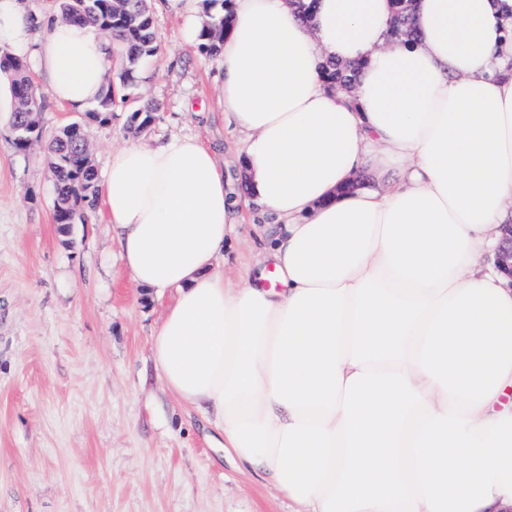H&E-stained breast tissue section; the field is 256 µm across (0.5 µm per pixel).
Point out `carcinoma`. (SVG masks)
Segmentation results:
<instances>
[{
  "label": "carcinoma",
  "instance_id": "carcinoma-1",
  "mask_svg": "<svg viewBox=\"0 0 512 512\" xmlns=\"http://www.w3.org/2000/svg\"><path fill=\"white\" fill-rule=\"evenodd\" d=\"M149 2L150 0H60L59 12L62 20L91 25L119 43L115 54L123 65L121 77L127 82L132 78L134 67L157 51ZM394 3V32L411 33V3L407 0H394ZM230 4L231 0H222L220 10L208 13V20L199 35L201 49L212 55L218 53L219 44L230 24ZM324 74L332 82L343 86L351 84L355 79L353 70L341 68L334 62L325 65ZM2 78L10 85L14 99L11 120L19 119L32 128L40 127L42 107L36 108L28 104L29 98L35 96V92L26 65L7 52L1 53L0 79ZM114 103V88L109 84L105 94L88 112V117L99 124L111 122ZM152 119V109L139 108L131 115L130 129L140 134L149 128ZM48 165L54 187V219L59 229L64 232L66 225L84 219L97 209L100 192L97 172L90 160L88 144L76 142L70 132L64 129L49 143Z\"/></svg>",
  "mask_w": 512,
  "mask_h": 512
}]
</instances>
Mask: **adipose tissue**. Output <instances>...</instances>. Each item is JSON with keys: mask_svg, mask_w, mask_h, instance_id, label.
Here are the masks:
<instances>
[{"mask_svg": "<svg viewBox=\"0 0 512 512\" xmlns=\"http://www.w3.org/2000/svg\"><path fill=\"white\" fill-rule=\"evenodd\" d=\"M218 53L244 135L231 190L196 138L112 151L101 200L137 285L177 298L151 342L166 390L291 512H512V0H233ZM0 0V45L69 109L106 90L89 25ZM357 66L354 93L327 62ZM378 180L354 187L362 169ZM256 206L278 287L214 269Z\"/></svg>", "mask_w": 512, "mask_h": 512, "instance_id": "obj_1", "label": "adipose tissue"}]
</instances>
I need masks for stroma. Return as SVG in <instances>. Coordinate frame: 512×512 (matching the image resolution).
Returning a JSON list of instances; mask_svg holds the SVG:
<instances>
[{"label": "stroma", "instance_id": "35a3bbf8", "mask_svg": "<svg viewBox=\"0 0 512 512\" xmlns=\"http://www.w3.org/2000/svg\"><path fill=\"white\" fill-rule=\"evenodd\" d=\"M156 54L130 84L119 67L112 120L57 104L32 74L42 101V139L11 147L13 98L0 83V512H290L261 473L224 453V436L164 389L151 336L177 292L135 286L101 213L60 233L46 142L82 125L91 160L104 172L111 150L191 135L212 149L240 187V136L224 119L215 56L184 38L182 18L151 0ZM154 109L147 134L129 129L133 110ZM216 268L232 281L258 273L271 228L242 212Z\"/></svg>", "mask_w": 512, "mask_h": 512}]
</instances>
